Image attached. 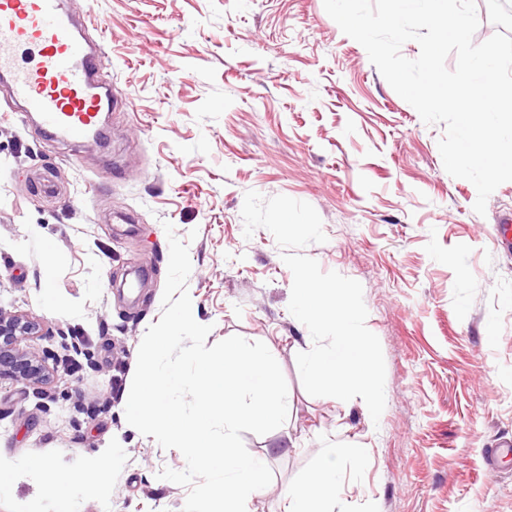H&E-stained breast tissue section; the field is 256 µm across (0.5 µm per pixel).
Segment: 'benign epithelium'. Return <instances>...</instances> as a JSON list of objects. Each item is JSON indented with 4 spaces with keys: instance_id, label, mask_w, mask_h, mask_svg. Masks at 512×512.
Wrapping results in <instances>:
<instances>
[{
    "instance_id": "1",
    "label": "benign epithelium",
    "mask_w": 512,
    "mask_h": 512,
    "mask_svg": "<svg viewBox=\"0 0 512 512\" xmlns=\"http://www.w3.org/2000/svg\"><path fill=\"white\" fill-rule=\"evenodd\" d=\"M38 325L22 314L0 311V377L8 376L16 382L39 385L49 380L44 360L31 348L20 343L32 339Z\"/></svg>"
}]
</instances>
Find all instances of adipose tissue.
I'll use <instances>...</instances> for the list:
<instances>
[{
	"instance_id": "1",
	"label": "adipose tissue",
	"mask_w": 512,
	"mask_h": 512,
	"mask_svg": "<svg viewBox=\"0 0 512 512\" xmlns=\"http://www.w3.org/2000/svg\"><path fill=\"white\" fill-rule=\"evenodd\" d=\"M359 456V449L351 446L331 449L323 464L289 491L285 512H346L337 496L336 461ZM33 467L55 492V512H70L69 494L74 484H84L102 497L112 493L109 479L112 461L108 458L95 461L78 473L61 474L38 460L34 461Z\"/></svg>"
}]
</instances>
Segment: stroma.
<instances>
[{
    "mask_svg": "<svg viewBox=\"0 0 512 512\" xmlns=\"http://www.w3.org/2000/svg\"><path fill=\"white\" fill-rule=\"evenodd\" d=\"M102 51L108 142L58 140L0 85V311L37 321L29 347L49 383L0 379V512H54L32 467L112 460V495L71 491V512H183L188 487L160 479L183 455L129 425L125 406L169 262L165 224L187 243V288L207 344L264 343L288 385V416L244 433L271 469L250 512L340 462L349 512H512V245L496 243L512 181L477 214L438 140L342 32L323 0H64ZM311 204L326 242L302 253L358 281L386 367V406L310 396L296 357L293 276L270 231L245 236L247 191Z\"/></svg>",
    "mask_w": 512,
    "mask_h": 512,
    "instance_id": "stroma-1",
    "label": "stroma"
}]
</instances>
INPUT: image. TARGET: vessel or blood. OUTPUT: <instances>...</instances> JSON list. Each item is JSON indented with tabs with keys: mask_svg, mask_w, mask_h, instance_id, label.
<instances>
[{
	"mask_svg": "<svg viewBox=\"0 0 512 512\" xmlns=\"http://www.w3.org/2000/svg\"><path fill=\"white\" fill-rule=\"evenodd\" d=\"M62 9V0H0V78L11 99L68 138L99 129L112 91L97 79L102 54L83 43ZM33 55L20 64V51Z\"/></svg>",
	"mask_w": 512,
	"mask_h": 512,
	"instance_id": "obj_1",
	"label": "vessel or blood"
}]
</instances>
